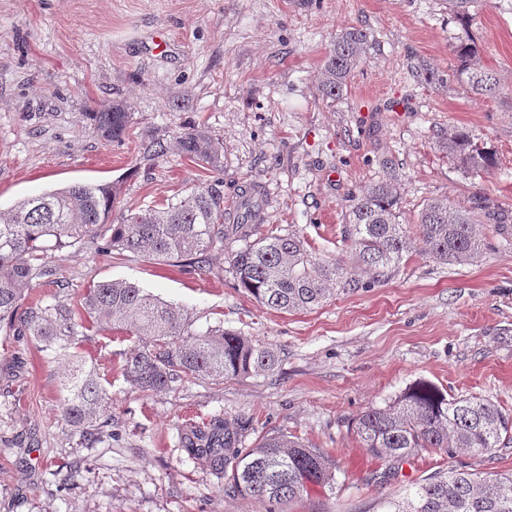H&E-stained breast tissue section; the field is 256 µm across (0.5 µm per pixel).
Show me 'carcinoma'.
<instances>
[{
  "label": "carcinoma",
  "instance_id": "1",
  "mask_svg": "<svg viewBox=\"0 0 512 512\" xmlns=\"http://www.w3.org/2000/svg\"><path fill=\"white\" fill-rule=\"evenodd\" d=\"M454 19L469 30L471 7L478 0H448ZM369 46L367 33L351 27L334 42L317 80L319 94L342 96L354 69ZM453 79L475 100L501 93L498 73L486 66L476 45L459 39ZM86 117L106 142L126 135L132 115L120 103L101 102ZM439 148L469 173L495 166L493 151L468 132L452 129L438 136ZM177 149L196 166L211 173L224 170V147L202 127L176 137ZM121 186L117 183H76L24 199L0 212V322H20L36 339L59 350L106 324L139 337L124 357L122 374L143 392L172 391L192 379L222 382L252 372H273L280 353L218 326L192 329L181 307L124 281H102L87 289L80 305L57 300L18 313L31 281L46 274L50 248L63 249L82 241L105 240L102 252L130 253L149 260L198 268L215 249L227 253L237 286L256 301L284 312L311 310L332 293L330 285L348 280L350 271L337 260L312 257L293 233L263 229V201L257 192L240 196L233 224L224 223V184L206 182L175 203L161 207H129L112 218ZM399 194L385 179L357 197L349 210L344 240L354 268L385 277L413 245L442 264H468L478 259L484 239L478 225L507 227L505 215L482 194L454 208L446 200L428 201L415 227L397 221ZM68 394L59 401L63 419L90 448L112 436V396L93 373L72 368ZM357 434L369 453L396 468L424 452L448 454L462 448L483 456L512 442V416L482 396L448 397L436 384L420 381L386 407H370L356 421ZM245 429L220 417L181 427L188 455L237 493L258 502L291 503L308 487H333L339 466L320 448L284 433H268L251 448H241ZM388 512H512V473L481 477L465 469L438 472L403 500L388 501Z\"/></svg>",
  "mask_w": 512,
  "mask_h": 512
}]
</instances>
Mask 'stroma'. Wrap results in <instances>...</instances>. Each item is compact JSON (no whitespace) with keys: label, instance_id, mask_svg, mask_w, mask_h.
<instances>
[{"label":"stroma","instance_id":"obj_1","mask_svg":"<svg viewBox=\"0 0 512 512\" xmlns=\"http://www.w3.org/2000/svg\"><path fill=\"white\" fill-rule=\"evenodd\" d=\"M472 11L482 60L504 80L497 100L476 101L453 80L462 30L447 0H0V210L77 182L120 183L119 212L186 195L211 175L172 145L200 125L224 145L225 205L258 186L265 223L327 260L351 263L350 201L383 179L398 187L404 224L428 200L459 207L477 193L512 215V0H478ZM350 27L367 32L368 52L342 96L322 99L316 74ZM420 64L440 83H426ZM103 101L132 114L122 141H100L87 124ZM449 129L484 142L496 166L460 169L436 145ZM158 140L168 147L160 157L148 151ZM482 232L475 262L413 251L388 278L356 274L298 313L238 288L220 250L196 271L114 258L89 242L49 251V273L26 302L75 304L93 283L123 280L182 307L196 331L223 326L277 348L281 362L143 392L120 369L136 337L89 333L77 354L112 394V438L80 448L57 409L65 357L1 326L0 512H268L182 448L181 425L214 415L247 426L246 446L275 430L338 461L334 490L311 488L284 512H385L451 461L512 473L511 447L426 452L390 477L355 432L367 407L422 379L512 414V243L494 225ZM76 461L91 481L70 480Z\"/></svg>","mask_w":512,"mask_h":512}]
</instances>
